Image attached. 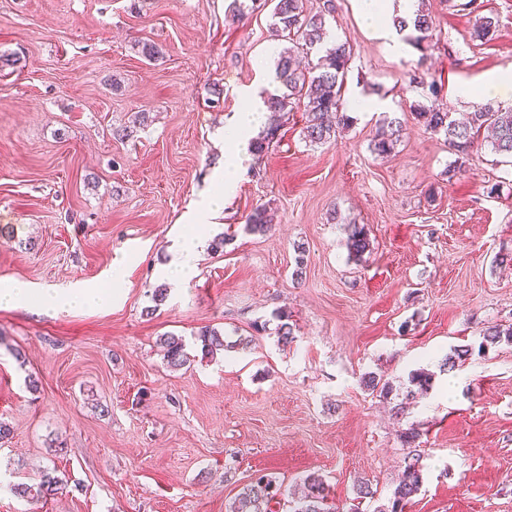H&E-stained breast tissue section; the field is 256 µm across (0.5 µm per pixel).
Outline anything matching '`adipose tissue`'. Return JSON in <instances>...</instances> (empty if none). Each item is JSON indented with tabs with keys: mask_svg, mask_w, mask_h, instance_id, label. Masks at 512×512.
Here are the masks:
<instances>
[{
	"mask_svg": "<svg viewBox=\"0 0 512 512\" xmlns=\"http://www.w3.org/2000/svg\"><path fill=\"white\" fill-rule=\"evenodd\" d=\"M243 96L246 106L238 112L233 129L224 134V164L216 169L211 188L195 201L186 217V225L170 248L171 258L163 270L169 280L184 283L195 276L198 260L209 240L203 224L222 213L225 200L236 188V172L250 159L251 141L261 126L266 107L257 90L245 89ZM114 297V292L97 284L66 291L38 292L27 282L0 279V308H25L35 304L46 309H100L111 306Z\"/></svg>",
	"mask_w": 512,
	"mask_h": 512,
	"instance_id": "adipose-tissue-1",
	"label": "adipose tissue"
}]
</instances>
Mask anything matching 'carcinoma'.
<instances>
[{
    "instance_id": "1",
    "label": "carcinoma",
    "mask_w": 512,
    "mask_h": 512,
    "mask_svg": "<svg viewBox=\"0 0 512 512\" xmlns=\"http://www.w3.org/2000/svg\"><path fill=\"white\" fill-rule=\"evenodd\" d=\"M274 6L273 35L289 43L278 57L276 75L283 92L266 100L271 122L265 135L254 143V151L261 155L268 150L270 142L280 129L281 114L293 107L303 106L305 126L303 134L312 143L331 141L338 130L353 123V117L343 112L341 93L344 77L352 60V49L348 41H335L327 48L318 65L303 68L296 61L297 54L329 40L326 17L336 12L333 0H326L321 10L310 14L304 11L303 0H272ZM394 27L404 32L411 31L409 41L418 49H425L433 39L435 19L425 8L424 0H418L415 13L411 17L398 16L393 20ZM497 20L491 16H481L474 26V38L482 43L493 40L497 32ZM418 116L425 119L426 126L444 136L448 146L458 153L467 152L481 132L492 131V150L512 159V107L504 109L487 103L460 117L432 104L417 106ZM402 122L399 118H387L377 132L372 150L378 155L391 153L400 141ZM273 217L265 208H256L247 217L246 228L253 233L263 234L272 227ZM370 247V240L364 228L352 224L348 229V248L357 256L363 255ZM280 324L277 329L278 341L287 345L294 341L293 325L288 323V314L277 315ZM512 342V327L500 329L491 326L483 333L478 352L501 341ZM164 349L167 367L179 369L190 361L186 344L180 336L160 338ZM201 358L212 359L224 353L229 344L224 335L215 329L205 328L197 335ZM433 385V373L415 370L408 379L405 400L414 399L419 392H428ZM405 450L404 470L388 502L377 507L376 512H404V508L416 494L422 483V466L418 449V434L410 430L400 435ZM64 485L56 471H44L39 483L19 484L12 487L21 498L38 499L56 494ZM304 491L289 501V512H334L329 503V485L320 476L310 474L303 480ZM282 486L266 475L255 478L244 486L229 505L228 512H273L271 503L280 495Z\"/></svg>"
}]
</instances>
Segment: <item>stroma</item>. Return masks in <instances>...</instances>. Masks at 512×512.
<instances>
[{"instance_id": "1", "label": "stroma", "mask_w": 512, "mask_h": 512, "mask_svg": "<svg viewBox=\"0 0 512 512\" xmlns=\"http://www.w3.org/2000/svg\"><path fill=\"white\" fill-rule=\"evenodd\" d=\"M239 1L236 15L232 0H0V278L40 290L114 279L120 293L104 309H0V512H227L260 475L290 489L312 473L336 512H375L409 429L423 483L404 512H512V343L439 370L488 327L512 326V266L498 263L512 256V166L482 141L447 176L455 154L417 116L426 99L409 82L423 68L441 107L473 111L458 88L512 69V0H429L437 31L423 52L393 48V24L366 27L356 0H336L330 31L353 48L343 101L378 109L322 145L301 110L284 113L207 226L196 276L156 306L172 238L224 161L216 133L244 88L282 91L262 68L286 46L272 8ZM481 16L498 21L485 44L472 36ZM143 40L158 59L138 53ZM387 116L403 131L381 157L371 141ZM260 205L275 214L263 235L245 228ZM351 224L371 242L358 260ZM205 326L233 351L200 359ZM167 334L190 365L167 367ZM422 368L432 388L403 403ZM368 374L392 393L366 389ZM51 467L66 479L58 494L10 492ZM361 481L374 498H356Z\"/></svg>"}]
</instances>
